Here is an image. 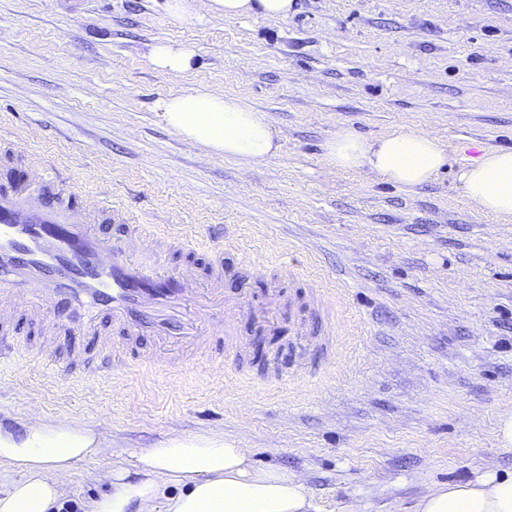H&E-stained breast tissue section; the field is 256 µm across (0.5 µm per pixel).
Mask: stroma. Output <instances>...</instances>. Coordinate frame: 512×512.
<instances>
[{"label": "stroma", "instance_id": "35a3bbf8", "mask_svg": "<svg viewBox=\"0 0 512 512\" xmlns=\"http://www.w3.org/2000/svg\"><path fill=\"white\" fill-rule=\"evenodd\" d=\"M192 46L171 77L153 44ZM245 99L278 153L245 164L172 133L156 109L182 91ZM426 132L448 154L402 187L332 166L342 130L377 140ZM512 149V0H295L285 19L178 17L159 0H0V186L58 176L77 204L118 217L103 237L182 226L171 266L224 293L263 296L282 266L312 273L336 310L326 351L278 382L294 335L240 315L243 359L213 371L152 367L102 383L37 357L34 322L13 327L0 367V426L67 418L106 439L66 479L75 506L107 474L169 438L223 436L257 468L299 474L315 512H415L433 486L512 472V222L477 210L460 171Z\"/></svg>", "mask_w": 512, "mask_h": 512}]
</instances>
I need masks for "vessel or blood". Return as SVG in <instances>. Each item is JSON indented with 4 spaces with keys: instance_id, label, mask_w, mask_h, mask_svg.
<instances>
[{
    "instance_id": "obj_1",
    "label": "vessel or blood",
    "mask_w": 512,
    "mask_h": 512,
    "mask_svg": "<svg viewBox=\"0 0 512 512\" xmlns=\"http://www.w3.org/2000/svg\"><path fill=\"white\" fill-rule=\"evenodd\" d=\"M135 251H128L127 241ZM127 241L98 236L82 211L61 199L20 187L0 193V317H39L46 304L57 299L80 315L66 322L68 333H82L89 343L108 348L110 339L101 333L103 320L118 326L129 341L123 356L101 364L74 353L70 363L83 365L93 377H112L116 372L150 366L174 367L199 356H211L213 334L197 320L200 311L224 313L222 333L226 355L240 358L244 347L235 335L234 322L246 313L262 327L274 324L286 289L311 287L310 279L291 272L270 289L265 300L224 298L217 282L203 283L193 269L166 268L162 263L170 242L145 236L142 225L128 227ZM310 313L295 314L293 331L307 337L314 320L332 323L334 310L319 294H312ZM43 325V350H52L59 328ZM157 339L153 349H140L142 332Z\"/></svg>"
}]
</instances>
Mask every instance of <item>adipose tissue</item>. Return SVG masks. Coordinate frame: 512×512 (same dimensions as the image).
<instances>
[{"mask_svg": "<svg viewBox=\"0 0 512 512\" xmlns=\"http://www.w3.org/2000/svg\"><path fill=\"white\" fill-rule=\"evenodd\" d=\"M294 0H164L169 14L224 18L258 15L285 19ZM165 124L183 139L250 163L276 154L274 132L243 99L219 91L168 95L157 102ZM330 164L368 167L404 187L432 181L448 162L439 141L424 132L397 130L375 141L342 131L326 145ZM466 197L480 210L512 217V149H499L463 169ZM106 439L93 429L59 419L0 427V463L23 475L0 494V512H52L67 497L65 479L75 463L99 455ZM109 489L86 512H311L302 478L285 469L253 467L244 449L223 436H176L141 451L132 467L113 470ZM177 494H167L168 486ZM416 512H512V473L478 474L432 488Z\"/></svg>", "mask_w": 512, "mask_h": 512, "instance_id": "adipose-tissue-1", "label": "adipose tissue"}]
</instances>
